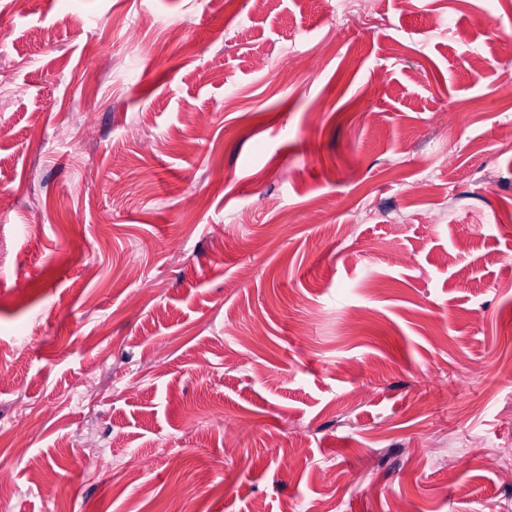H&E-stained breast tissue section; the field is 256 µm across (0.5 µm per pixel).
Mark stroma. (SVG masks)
I'll return each mask as SVG.
<instances>
[{"mask_svg":"<svg viewBox=\"0 0 512 512\" xmlns=\"http://www.w3.org/2000/svg\"><path fill=\"white\" fill-rule=\"evenodd\" d=\"M368 11L0 0V512H512V0Z\"/></svg>","mask_w":512,"mask_h":512,"instance_id":"stroma-1","label":"stroma"}]
</instances>
